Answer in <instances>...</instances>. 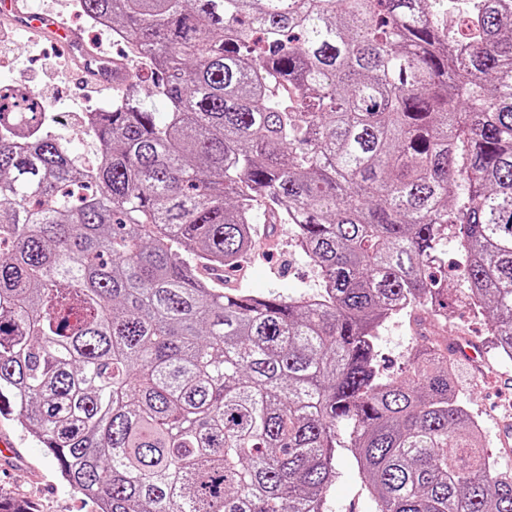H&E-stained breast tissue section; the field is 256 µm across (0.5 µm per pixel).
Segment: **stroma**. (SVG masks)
<instances>
[{
	"label": "stroma",
	"instance_id": "1",
	"mask_svg": "<svg viewBox=\"0 0 512 512\" xmlns=\"http://www.w3.org/2000/svg\"><path fill=\"white\" fill-rule=\"evenodd\" d=\"M40 7L61 14L66 23L81 29L87 42L101 54L122 59L133 71H144L145 65L128 47L101 37L76 13L73 0H39ZM58 50L48 41L27 34L0 36V78L22 77L38 95L44 97L49 111L58 115L55 133L67 141L71 153L80 161L91 158L97 142L82 118L90 107L107 104L112 92L99 88L92 96H84L74 81L72 66H65L55 97H47L43 67L47 57ZM448 269V307L441 317L432 318L416 311L395 317L381 328L377 351L384 371L399 372L409 354L422 337L446 345L457 337L476 341L486 348V360L472 365L455 357L450 364L451 379L460 402L480 421L485 451L494 458L500 471L508 466L495 445L496 419H512V362L498 357L490 345L488 319L467 300V284L459 267L460 252L456 228L448 230L444 248ZM238 287L256 294L271 291L299 294L314 288L316 272L298 248L290 231L272 236L265 225H257L250 255L235 271ZM0 434L14 439L19 456L0 457V504L16 506L31 503L36 512H95L92 502L61 480L57 467L43 446L22 428L0 419ZM338 478L332 486L327 512H375L371 490L362 478L352 453L344 448L336 452Z\"/></svg>",
	"mask_w": 512,
	"mask_h": 512
}]
</instances>
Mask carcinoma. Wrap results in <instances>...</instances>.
<instances>
[{"mask_svg": "<svg viewBox=\"0 0 512 512\" xmlns=\"http://www.w3.org/2000/svg\"><path fill=\"white\" fill-rule=\"evenodd\" d=\"M76 3L152 77L91 166L25 98L0 115V416L96 512H325L342 425L376 512H512L448 348L389 377L376 350L440 316L453 224L512 357V0ZM255 224L288 225L312 292L199 278Z\"/></svg>", "mask_w": 512, "mask_h": 512, "instance_id": "obj_1", "label": "carcinoma"}]
</instances>
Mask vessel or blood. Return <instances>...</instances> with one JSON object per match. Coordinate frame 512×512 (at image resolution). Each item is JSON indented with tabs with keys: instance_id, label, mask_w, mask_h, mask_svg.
<instances>
[{
	"instance_id": "1",
	"label": "vessel or blood",
	"mask_w": 512,
	"mask_h": 512,
	"mask_svg": "<svg viewBox=\"0 0 512 512\" xmlns=\"http://www.w3.org/2000/svg\"><path fill=\"white\" fill-rule=\"evenodd\" d=\"M0 24L59 44L67 59L74 63L81 83L117 87L128 76L126 67H114L111 57L92 50L77 29L59 22L51 13L37 11L34 0H0Z\"/></svg>"
}]
</instances>
